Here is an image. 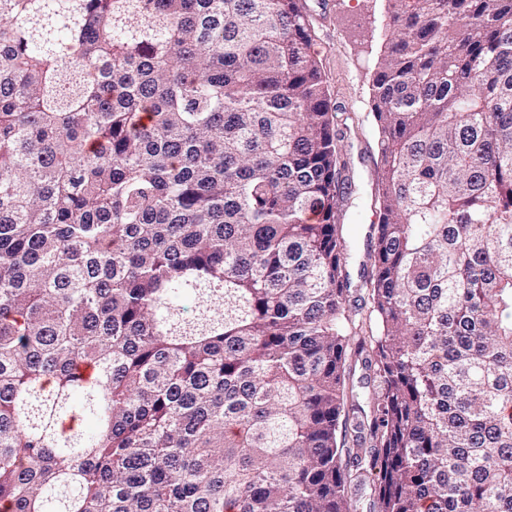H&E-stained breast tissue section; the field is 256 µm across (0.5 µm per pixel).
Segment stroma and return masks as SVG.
<instances>
[{"mask_svg":"<svg viewBox=\"0 0 512 512\" xmlns=\"http://www.w3.org/2000/svg\"><path fill=\"white\" fill-rule=\"evenodd\" d=\"M313 48L318 55L330 103L352 117L355 131L347 145L353 194L344 235L350 243L347 268L353 285L361 283V265L371 224L376 183L374 153L378 130L372 110V80L384 49L389 0H302Z\"/></svg>","mask_w":512,"mask_h":512,"instance_id":"stroma-1","label":"stroma"}]
</instances>
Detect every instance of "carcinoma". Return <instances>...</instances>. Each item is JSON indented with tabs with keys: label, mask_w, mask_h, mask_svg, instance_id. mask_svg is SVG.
Here are the masks:
<instances>
[{
	"label": "carcinoma",
	"mask_w": 512,
	"mask_h": 512,
	"mask_svg": "<svg viewBox=\"0 0 512 512\" xmlns=\"http://www.w3.org/2000/svg\"><path fill=\"white\" fill-rule=\"evenodd\" d=\"M391 2L364 315L301 0H0V512H512V0Z\"/></svg>",
	"instance_id": "1"
}]
</instances>
